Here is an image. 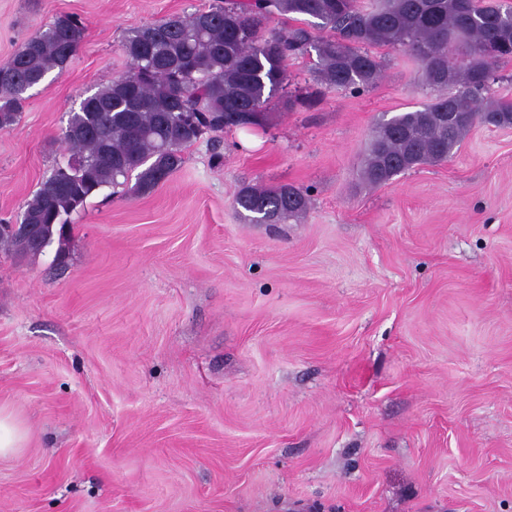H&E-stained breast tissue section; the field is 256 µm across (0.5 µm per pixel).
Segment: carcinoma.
Returning a JSON list of instances; mask_svg holds the SVG:
<instances>
[{"mask_svg":"<svg viewBox=\"0 0 512 512\" xmlns=\"http://www.w3.org/2000/svg\"><path fill=\"white\" fill-rule=\"evenodd\" d=\"M84 34L63 14L22 42L0 68V130L17 124L29 91L67 68ZM378 47L403 52L435 96L375 125L360 170L367 184L447 161L476 125H512V101L488 96L494 69L512 61V0H232L124 38L128 69L68 114L67 159L19 218L49 244L66 238L69 217L101 189L132 179L135 193H149L204 134L258 124L288 82L289 61L313 51L318 84L361 92L383 75ZM307 206L306 192L289 184L244 186L234 198L254 224H285ZM0 248L39 254L3 233Z\"/></svg>","mask_w":512,"mask_h":512,"instance_id":"1","label":"carcinoma"}]
</instances>
